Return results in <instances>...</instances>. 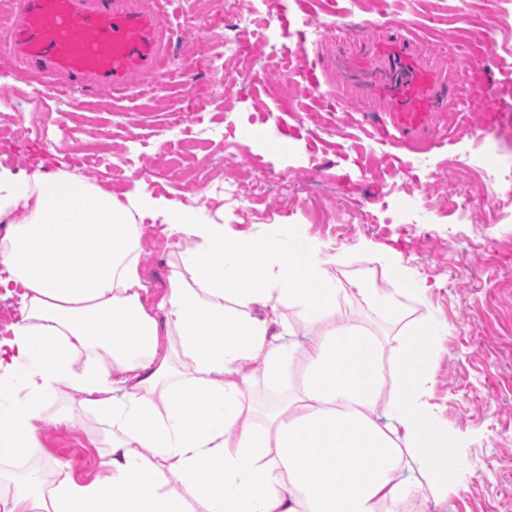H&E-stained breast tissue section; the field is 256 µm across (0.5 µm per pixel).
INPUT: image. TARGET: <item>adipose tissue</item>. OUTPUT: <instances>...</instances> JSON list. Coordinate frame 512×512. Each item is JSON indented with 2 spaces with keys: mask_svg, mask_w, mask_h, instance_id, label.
I'll use <instances>...</instances> for the list:
<instances>
[{
  "mask_svg": "<svg viewBox=\"0 0 512 512\" xmlns=\"http://www.w3.org/2000/svg\"><path fill=\"white\" fill-rule=\"evenodd\" d=\"M154 207L62 170L0 167V265L24 290L0 327V483L13 486L0 512H385L413 465L444 472L419 394L433 319L385 346L336 320V257L277 224L227 244L223 225L178 202L160 232L188 246L154 295L140 272ZM389 276V288L353 283L384 316L405 296L399 264ZM286 305L315 328L295 347L278 342ZM257 363L286 395L266 412L245 389ZM63 385L112 419L110 481L77 483L60 462L49 483L12 465Z\"/></svg>",
  "mask_w": 512,
  "mask_h": 512,
  "instance_id": "ef3b65f1",
  "label": "adipose tissue"
}]
</instances>
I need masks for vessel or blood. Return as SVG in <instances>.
Returning <instances> with one entry per match:
<instances>
[{
    "label": "vessel or blood",
    "mask_w": 512,
    "mask_h": 512,
    "mask_svg": "<svg viewBox=\"0 0 512 512\" xmlns=\"http://www.w3.org/2000/svg\"><path fill=\"white\" fill-rule=\"evenodd\" d=\"M0 45L37 78L85 97L109 95L135 78H156L176 31L153 0H13ZM333 56L308 72L311 85L344 93L381 138L433 144L458 97L457 67L419 49L408 23L388 35L365 23L331 38Z\"/></svg>",
    "instance_id": "vessel-or-blood-1"
}]
</instances>
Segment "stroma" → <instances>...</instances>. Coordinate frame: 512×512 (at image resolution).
<instances>
[{"label":"stroma","mask_w":512,"mask_h":512,"mask_svg":"<svg viewBox=\"0 0 512 512\" xmlns=\"http://www.w3.org/2000/svg\"><path fill=\"white\" fill-rule=\"evenodd\" d=\"M272 9L304 58L316 48L303 26L307 17L346 24L372 20L381 27L403 20L411 24L421 48L435 54L449 36H456L467 46V81L446 130L431 147L419 150L375 139L363 114L332 101L328 87H321L319 96L309 95L304 70L290 71L287 87L273 93L287 69L279 47L257 45L245 51L229 39L215 47L194 32L185 34L178 49L197 78H208V60L217 52L225 65L247 77L208 105L204 123L189 133L197 143L192 151H182L181 136L164 130L166 112L192 108L176 85L150 101L127 94L48 100L40 108L62 113L65 122H82L87 131L83 146L91 153L107 149L135 156L138 165L156 162L163 168L177 160L201 179L223 176L224 149L215 144V133L234 123V140L242 145L236 153L239 176H249L257 161L288 170L296 193L281 226L316 241L320 255L337 256L332 272L343 289L337 318L363 326L386 344L399 333L401 321L377 316L349 285L365 278L389 287L387 265L399 263L423 287L404 298V319L428 315L439 326L432 378L422 384L421 393L453 444L447 501L430 505L431 491L416 473L411 482L420 495L398 503L397 512H512V205L487 218L416 205L407 217L422 233L410 239L390 233L381 209L382 202L406 199L400 170L407 166L426 178L428 194L436 195L448 166L479 151L472 136L476 130H492L491 155L512 177V112L499 108L512 103V0L494 6L487 0H273ZM487 25L496 39L492 48L482 39ZM26 80L1 52L0 114L34 112L37 107L23 96ZM484 98L494 101V109H478ZM73 147L70 141L48 150L7 140L0 144V165L27 169L40 163L61 170ZM341 181L354 186L352 207L377 213L378 223H354L334 233L311 219L304 206L308 195L319 193L323 203H330ZM177 253L165 237L152 239L141 258L152 287L165 290ZM36 427L37 443L24 455L45 479H54L60 461L69 463V475L77 482L106 478L101 461L112 427L84 405L80 392L62 389L47 402Z\"/></svg>","instance_id":"35a3bbf8"}]
</instances>
